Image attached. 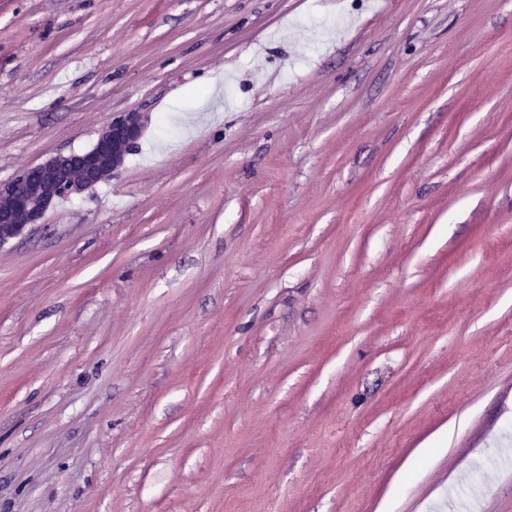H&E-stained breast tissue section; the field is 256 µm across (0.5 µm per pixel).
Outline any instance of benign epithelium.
<instances>
[{
	"label": "benign epithelium",
	"instance_id": "obj_1",
	"mask_svg": "<svg viewBox=\"0 0 512 512\" xmlns=\"http://www.w3.org/2000/svg\"><path fill=\"white\" fill-rule=\"evenodd\" d=\"M142 130L140 113L114 115L90 148L54 156L1 183L0 195L8 196L10 203L0 222L11 226L16 236L42 223L58 200L83 194L118 168L137 147Z\"/></svg>",
	"mask_w": 512,
	"mask_h": 512
}]
</instances>
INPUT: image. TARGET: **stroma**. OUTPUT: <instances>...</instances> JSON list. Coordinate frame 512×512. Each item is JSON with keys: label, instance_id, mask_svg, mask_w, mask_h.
Segmentation results:
<instances>
[{"label": "stroma", "instance_id": "1", "mask_svg": "<svg viewBox=\"0 0 512 512\" xmlns=\"http://www.w3.org/2000/svg\"><path fill=\"white\" fill-rule=\"evenodd\" d=\"M0 512H512V0H0ZM142 130L140 113L112 115L90 148L54 156L26 169L14 180L1 183L0 195H7L10 203L2 215L0 211V223L13 228L12 237L41 224L59 199L83 194L98 184L106 172L118 168L137 147ZM113 144H120L122 153L112 150ZM72 169L79 172L78 177L68 175Z\"/></svg>", "mask_w": 512, "mask_h": 512}]
</instances>
